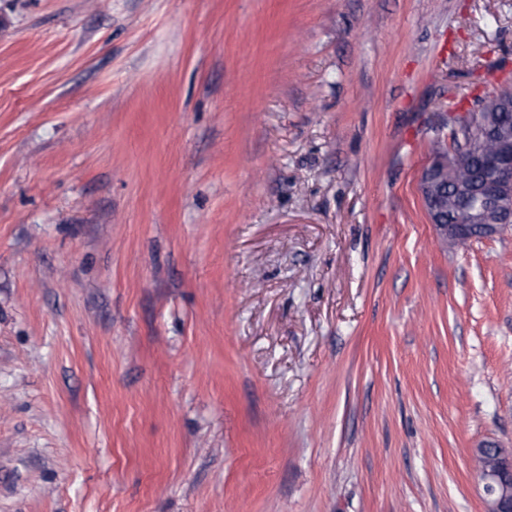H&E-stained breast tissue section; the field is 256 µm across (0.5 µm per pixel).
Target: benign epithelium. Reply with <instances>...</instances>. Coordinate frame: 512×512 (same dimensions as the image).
<instances>
[{
    "mask_svg": "<svg viewBox=\"0 0 512 512\" xmlns=\"http://www.w3.org/2000/svg\"><path fill=\"white\" fill-rule=\"evenodd\" d=\"M511 98L512 87L505 85L479 96L472 112L449 114L460 117L456 144L449 151L436 152L421 172V200L445 245L464 249L512 225V123L491 107ZM476 158L484 163L478 179L472 171ZM451 209L466 222L448 223ZM473 463L483 487L484 512H512V448L487 441L474 449Z\"/></svg>",
    "mask_w": 512,
    "mask_h": 512,
    "instance_id": "benign-epithelium-1",
    "label": "benign epithelium"
}]
</instances>
